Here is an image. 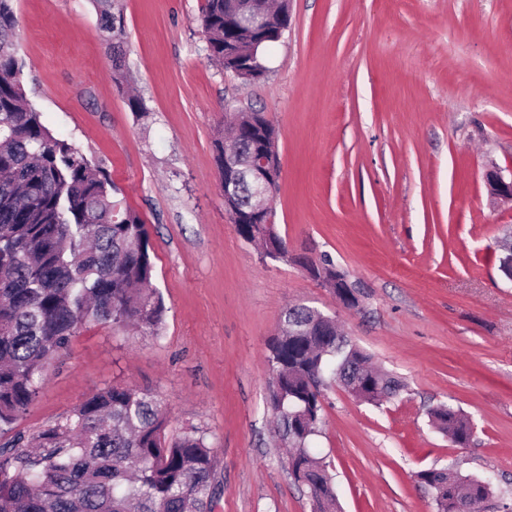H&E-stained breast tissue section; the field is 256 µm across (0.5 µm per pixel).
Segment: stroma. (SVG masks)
<instances>
[{
  "label": "stroma",
  "mask_w": 512,
  "mask_h": 512,
  "mask_svg": "<svg viewBox=\"0 0 512 512\" xmlns=\"http://www.w3.org/2000/svg\"><path fill=\"white\" fill-rule=\"evenodd\" d=\"M204 0H114L136 113L112 80L94 0H14L22 84L44 124L101 163L143 219L160 336L88 323L48 366L19 422L35 433L93 390L152 392L168 430L217 453L216 512H311L267 409L268 343L297 304L334 317L405 384L383 405L335 381L313 438L342 512H435L415 475L492 477L512 502V282L499 269L512 202L484 173L512 165V0H292L291 24L246 82L207 59ZM265 112L282 177L275 262L224 210L213 139L226 109ZM330 257L356 288L343 308L300 266ZM469 419L466 445L429 412Z\"/></svg>",
  "instance_id": "1"
}]
</instances>
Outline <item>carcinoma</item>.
I'll list each match as a JSON object with an SVG mask.
<instances>
[{
    "label": "carcinoma",
    "instance_id": "1",
    "mask_svg": "<svg viewBox=\"0 0 512 512\" xmlns=\"http://www.w3.org/2000/svg\"><path fill=\"white\" fill-rule=\"evenodd\" d=\"M112 32V79L126 82L123 33L112 24V0H95ZM235 0H205L201 26L208 58L224 60V14ZM13 0H0V512H215L221 481L214 449L197 432L171 435L157 398L131 387L94 391L68 414L28 437L16 430L37 398L50 362L87 322L134 327L160 335L164 298L153 285V248L139 213L120 197L107 170L55 136L27 99L16 56ZM276 42L239 37V57L256 62ZM264 256L288 261V242L263 224H240ZM314 320L311 308H288L287 326L270 343L279 370L267 399L278 436L292 448L286 463L313 512H337L323 458L311 448L321 419L326 376L347 387L359 369L367 378L356 398L379 405L405 389L366 367L368 355L332 320L315 336L293 331ZM432 424L454 443L471 427L451 405L430 411ZM437 509L451 500L493 495L489 478L460 477L444 468L426 479Z\"/></svg>",
    "mask_w": 512,
    "mask_h": 512
}]
</instances>
